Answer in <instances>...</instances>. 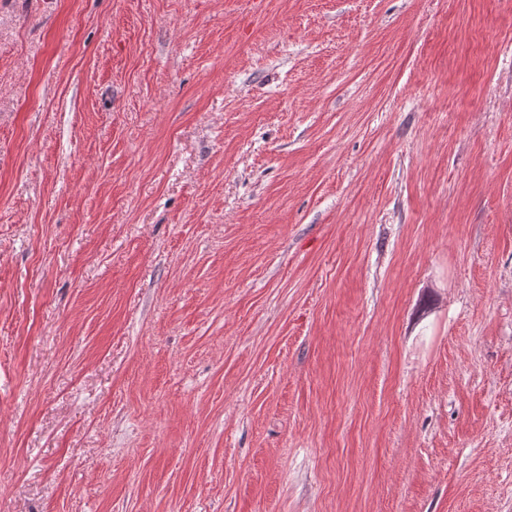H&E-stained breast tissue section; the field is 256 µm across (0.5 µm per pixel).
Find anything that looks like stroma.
<instances>
[{
	"mask_svg": "<svg viewBox=\"0 0 512 512\" xmlns=\"http://www.w3.org/2000/svg\"><path fill=\"white\" fill-rule=\"evenodd\" d=\"M0 512H512V0H0Z\"/></svg>",
	"mask_w": 512,
	"mask_h": 512,
	"instance_id": "35a3bbf8",
	"label": "stroma"
}]
</instances>
